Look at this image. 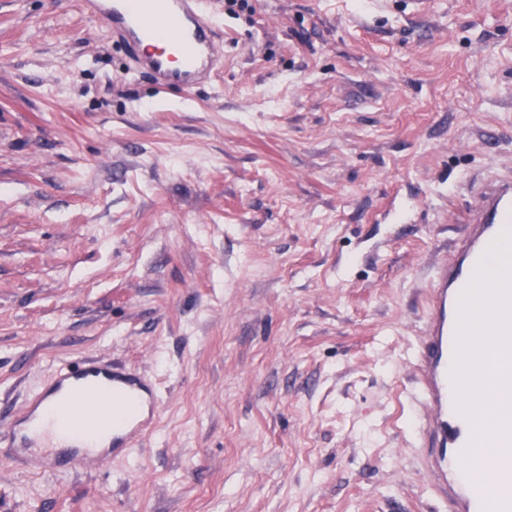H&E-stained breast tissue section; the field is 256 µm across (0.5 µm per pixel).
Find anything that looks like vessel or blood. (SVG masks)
I'll list each match as a JSON object with an SVG mask.
<instances>
[{
    "label": "vessel or blood",
    "mask_w": 512,
    "mask_h": 512,
    "mask_svg": "<svg viewBox=\"0 0 512 512\" xmlns=\"http://www.w3.org/2000/svg\"><path fill=\"white\" fill-rule=\"evenodd\" d=\"M106 17L140 69L165 88L204 82L221 54L210 0H82ZM452 255L433 261L412 382L414 434L433 495L448 512H512V172L481 182ZM492 336L477 345L476 328ZM82 409H72L74 399ZM153 386L89 358L53 370L10 420L0 447L37 455L48 474L129 448L156 428Z\"/></svg>",
    "instance_id": "b4317fda"
}]
</instances>
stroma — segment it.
I'll return each instance as SVG.
<instances>
[{
	"label": "stroma",
	"instance_id": "35a3bbf8",
	"mask_svg": "<svg viewBox=\"0 0 512 512\" xmlns=\"http://www.w3.org/2000/svg\"><path fill=\"white\" fill-rule=\"evenodd\" d=\"M251 0L158 91L81 0H0V410L111 358L157 428L0 512H444L413 433L425 266L512 170V0Z\"/></svg>",
	"mask_w": 512,
	"mask_h": 512
}]
</instances>
